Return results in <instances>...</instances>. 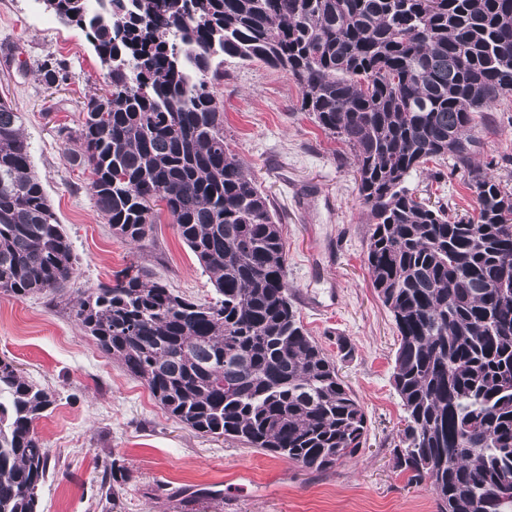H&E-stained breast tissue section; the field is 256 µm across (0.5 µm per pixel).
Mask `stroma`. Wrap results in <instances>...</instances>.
I'll return each instance as SVG.
<instances>
[{
	"instance_id": "obj_1",
	"label": "stroma",
	"mask_w": 512,
	"mask_h": 512,
	"mask_svg": "<svg viewBox=\"0 0 512 512\" xmlns=\"http://www.w3.org/2000/svg\"><path fill=\"white\" fill-rule=\"evenodd\" d=\"M60 63L64 84L38 77L43 61ZM217 94L231 147L273 201L286 245V279L301 320L328 354L337 338L353 346L339 372L363 405L368 435L356 461L315 472L175 422L141 381L127 376L77 325L82 291L113 282L127 267L198 301L215 291L168 215L144 242L113 236L90 191L89 170L71 163L84 102L106 72L75 27L61 24L42 0H0V98L24 115L34 171L76 258L64 296L17 298L0 293V357L57 402L36 423L52 452L41 512H436L432 494L392 467L403 416L391 379L395 324L374 291L365 264L368 216L358 201L349 148L328 137L299 109L300 91L284 72L225 58ZM480 164L512 185V100L480 130ZM450 160L427 163L406 185L461 215L475 194L451 175ZM118 461L132 478L118 501L106 496L102 472Z\"/></svg>"
}]
</instances>
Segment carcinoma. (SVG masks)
Instances as JSON below:
<instances>
[{
    "instance_id": "obj_1",
    "label": "carcinoma",
    "mask_w": 512,
    "mask_h": 512,
    "mask_svg": "<svg viewBox=\"0 0 512 512\" xmlns=\"http://www.w3.org/2000/svg\"><path fill=\"white\" fill-rule=\"evenodd\" d=\"M81 28L106 89L65 133L96 206L126 242L165 204L210 276L213 302L126 274L74 317L194 432L323 472L357 457L364 410L310 336L285 279L276 210L224 137L218 56L280 69L299 110L353 153L369 217L366 264L399 333L392 382L404 428L393 469L437 512H512V190L476 162L475 118L512 98V0H48ZM41 81L67 80L56 62ZM22 116L0 100V292L60 291L71 244L31 165ZM452 160L473 216L404 182ZM56 403L0 358V512H39L51 465L36 422ZM104 483L131 479L112 460Z\"/></svg>"
}]
</instances>
